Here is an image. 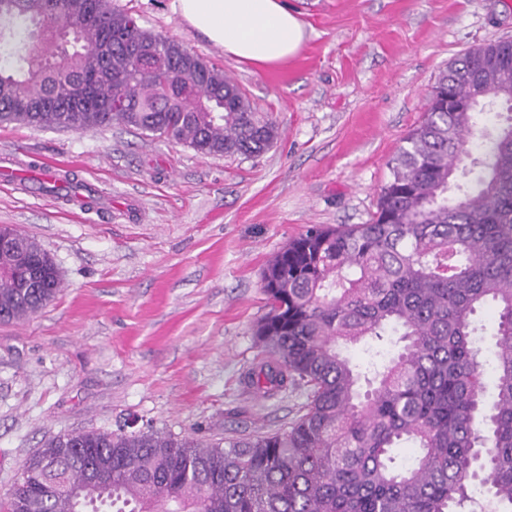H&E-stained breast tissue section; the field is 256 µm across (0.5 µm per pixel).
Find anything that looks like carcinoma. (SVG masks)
Returning <instances> with one entry per match:
<instances>
[{"mask_svg": "<svg viewBox=\"0 0 512 512\" xmlns=\"http://www.w3.org/2000/svg\"><path fill=\"white\" fill-rule=\"evenodd\" d=\"M172 38L108 0H0V124L78 133L113 124L204 155L254 156L279 137L224 71L206 82ZM405 139L368 224L311 227L268 262V311L254 336L271 360L247 384L266 397L301 385L283 430L218 440L157 432L81 431L49 439L23 466L4 512H512V40L469 51ZM458 195H448L450 185ZM0 252V321L39 313L61 287L30 236ZM42 262L45 288L21 273ZM491 305L494 388L476 315ZM401 331L375 386L344 350ZM416 448L408 467L392 450Z\"/></svg>", "mask_w": 512, "mask_h": 512, "instance_id": "cac0c4a2", "label": "carcinoma"}]
</instances>
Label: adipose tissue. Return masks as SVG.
<instances>
[{
  "mask_svg": "<svg viewBox=\"0 0 512 512\" xmlns=\"http://www.w3.org/2000/svg\"><path fill=\"white\" fill-rule=\"evenodd\" d=\"M176 9L188 26L242 61L281 63L305 40L287 0H176Z\"/></svg>",
  "mask_w": 512,
  "mask_h": 512,
  "instance_id": "obj_1",
  "label": "adipose tissue"
}]
</instances>
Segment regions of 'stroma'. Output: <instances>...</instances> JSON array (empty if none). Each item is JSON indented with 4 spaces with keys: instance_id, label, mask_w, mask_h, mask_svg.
<instances>
[{
    "instance_id": "stroma-1",
    "label": "stroma",
    "mask_w": 512,
    "mask_h": 512,
    "mask_svg": "<svg viewBox=\"0 0 512 512\" xmlns=\"http://www.w3.org/2000/svg\"><path fill=\"white\" fill-rule=\"evenodd\" d=\"M297 56L258 67L190 28L175 0H111L147 30L224 72L279 125L259 156L202 155L121 126L76 133L0 126V158L69 167L96 212L0 180V225L36 239L61 273L56 298L0 323V500L49 438L82 430L218 439L286 428L306 399H259L262 272L311 226L366 224L390 163L448 63L512 38V0H287Z\"/></svg>"
}]
</instances>
